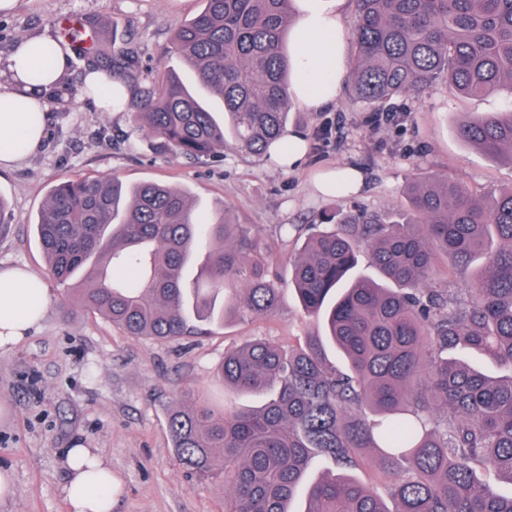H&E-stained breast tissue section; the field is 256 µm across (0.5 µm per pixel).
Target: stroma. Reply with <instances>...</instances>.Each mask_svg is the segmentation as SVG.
Segmentation results:
<instances>
[{"label":"stroma","instance_id":"obj_1","mask_svg":"<svg viewBox=\"0 0 512 512\" xmlns=\"http://www.w3.org/2000/svg\"><path fill=\"white\" fill-rule=\"evenodd\" d=\"M201 0H18L0 14V60L19 38L61 35L60 24H92L96 41L134 50L132 71H118L128 91L160 65L178 66L171 37L198 14ZM89 67L73 54L61 86L44 94L45 138L19 161L0 167V195L13 215L0 237V268L42 274L43 252L33 220L61 179L117 177L125 185L160 182L188 191L199 211L251 225L271 246L280 278L301 249L309 225L329 211H376L403 205V187L417 175L445 173L473 194L512 187V163L490 158L459 138L471 112H499L507 95L467 98L439 83L416 98L394 100L375 120L368 105L341 89L313 112L295 103L288 129L308 142L303 163L288 171L267 155L226 146L202 159L175 155L146 136L128 113L104 111L85 93ZM351 165L364 183L354 195L320 194L314 174ZM42 321L19 344L0 352V469L14 495L0 512H64L65 450L79 442L98 449L123 482L112 512H222L223 481L201 483L179 464L168 411L184 393L205 392L227 406L263 404V397L223 387L213 373L227 349L253 338L279 345L323 335L293 296L270 317L228 318L202 334L174 340L136 339L66 301L65 286L48 281Z\"/></svg>","mask_w":512,"mask_h":512}]
</instances>
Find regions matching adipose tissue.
Wrapping results in <instances>:
<instances>
[{"label": "adipose tissue", "instance_id": "1", "mask_svg": "<svg viewBox=\"0 0 512 512\" xmlns=\"http://www.w3.org/2000/svg\"><path fill=\"white\" fill-rule=\"evenodd\" d=\"M345 9L346 0H296L295 91L308 109L333 103L347 76ZM44 43L41 37L25 38L7 58L6 80L0 83V165L16 161L20 148L34 149L42 142L40 99L62 81L70 62L65 49L44 58ZM49 303L41 277L20 267L0 269V351L24 339L43 319ZM66 462L65 512H112L122 482L103 455L78 445L67 449Z\"/></svg>", "mask_w": 512, "mask_h": 512}]
</instances>
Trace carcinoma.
Listing matches in <instances>:
<instances>
[{"label": "carcinoma", "mask_w": 512, "mask_h": 512, "mask_svg": "<svg viewBox=\"0 0 512 512\" xmlns=\"http://www.w3.org/2000/svg\"><path fill=\"white\" fill-rule=\"evenodd\" d=\"M202 2L171 42L224 119L166 66L125 111L179 155L221 153L228 133L249 154L288 150L293 0ZM354 16L350 87L376 112L439 81L464 97L512 93V0H354ZM113 56L132 51L94 41L84 59ZM457 132L512 162V107L468 115ZM403 196L398 210L323 215L291 262L287 290L325 339L224 352L217 378L271 393L262 406L229 410L198 392L168 413L179 464L199 481L224 478V512H290L301 493L305 512H512V493L488 480L512 484V187L478 196L435 173ZM33 225L52 279L85 271L76 300L128 336L176 339L194 320L269 316L283 300L265 240L224 213L203 218L176 188L63 180ZM363 254L380 279L355 274ZM442 271L462 285L456 295ZM455 350L491 358L501 375ZM365 460L389 477L395 508L348 473ZM318 461L329 467L304 484Z\"/></svg>", "instance_id": "cac0c4a2"}]
</instances>
